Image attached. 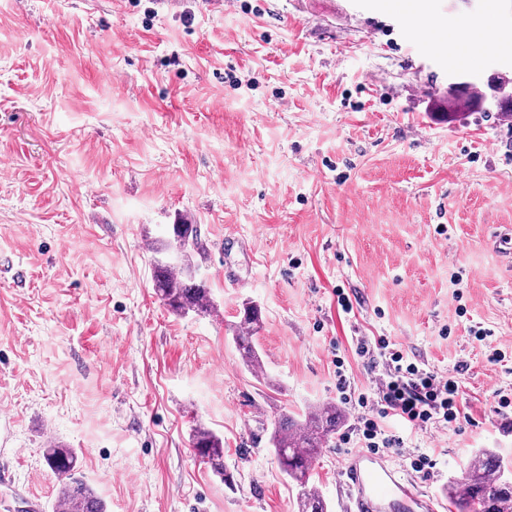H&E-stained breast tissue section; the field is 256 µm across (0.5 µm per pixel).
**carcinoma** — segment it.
Returning a JSON list of instances; mask_svg holds the SVG:
<instances>
[{"label":"carcinoma","instance_id":"cac0c4a2","mask_svg":"<svg viewBox=\"0 0 512 512\" xmlns=\"http://www.w3.org/2000/svg\"><path fill=\"white\" fill-rule=\"evenodd\" d=\"M481 92L469 87L458 91L449 108L455 112L479 109ZM197 246V230L192 224L172 225V239L155 247L159 254L171 247L183 251L181 266H155L157 294L169 309L180 315L208 313L214 308L210 289L191 273V249ZM261 324L255 307L243 310L234 343L243 364L255 368L259 355L254 343ZM342 421V413L332 403L311 408L302 420L284 413L275 423L271 435L281 471L297 489L299 512H328L324 498L313 489L311 471L330 438ZM198 455L218 475H224V443L212 431L200 427L193 436ZM49 468L61 479L57 505L64 512H106L104 501L83 477L76 475L78 456L72 448L56 446L44 454ZM507 465L496 453L485 450L476 455L462 478L448 484V497L457 512H508L512 508V484L502 481Z\"/></svg>","mask_w":512,"mask_h":512}]
</instances>
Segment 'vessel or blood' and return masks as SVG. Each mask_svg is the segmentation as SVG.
<instances>
[{"instance_id":"obj_1","label":"vessel or blood","mask_w":512,"mask_h":512,"mask_svg":"<svg viewBox=\"0 0 512 512\" xmlns=\"http://www.w3.org/2000/svg\"><path fill=\"white\" fill-rule=\"evenodd\" d=\"M344 475L355 512H446L445 500L399 476L384 456L352 452Z\"/></svg>"}]
</instances>
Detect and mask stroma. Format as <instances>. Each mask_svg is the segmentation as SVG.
I'll return each mask as SVG.
<instances>
[{"instance_id":"stroma-1","label":"stroma","mask_w":512,"mask_h":512,"mask_svg":"<svg viewBox=\"0 0 512 512\" xmlns=\"http://www.w3.org/2000/svg\"><path fill=\"white\" fill-rule=\"evenodd\" d=\"M466 26L512 32V0H0V512H52L51 440L107 512H298L272 424L337 402L335 359L375 386L361 336L461 385L463 419L385 450L401 472L433 454L444 497L480 450L512 461V119L447 104L512 55L462 58ZM180 221L215 313L155 293ZM248 302L258 371L232 340ZM343 417L313 470L329 512ZM198 455L207 460L212 470L224 478V443L209 429L199 427L193 436Z\"/></svg>"}]
</instances>
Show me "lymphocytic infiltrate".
I'll list each match as a JSON object with an SVG mask.
<instances>
[{
  "label": "lymphocytic infiltrate",
  "mask_w": 512,
  "mask_h": 512,
  "mask_svg": "<svg viewBox=\"0 0 512 512\" xmlns=\"http://www.w3.org/2000/svg\"><path fill=\"white\" fill-rule=\"evenodd\" d=\"M355 353L370 367L381 365L386 369V378L373 395L351 392L344 367L336 369V390L341 401L357 412V432L364 447L376 451L401 446V437L387 427L391 419L421 430L436 423L448 426L459 421L460 390L453 377L438 375L407 360L402 350L384 336L358 339Z\"/></svg>",
  "instance_id": "1"
}]
</instances>
